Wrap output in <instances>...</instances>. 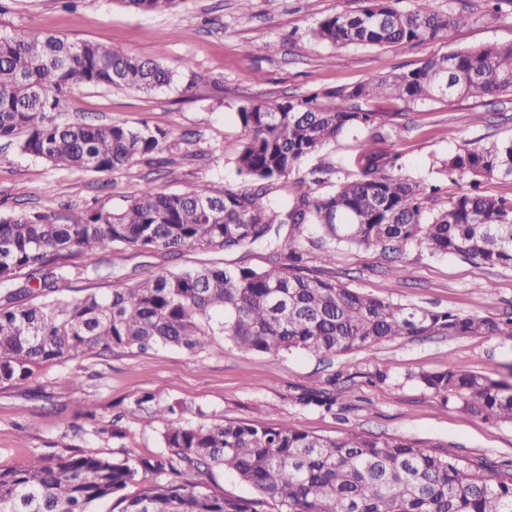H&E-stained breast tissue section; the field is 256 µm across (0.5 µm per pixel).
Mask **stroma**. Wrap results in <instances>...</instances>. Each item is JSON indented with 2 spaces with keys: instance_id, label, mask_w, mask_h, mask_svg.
<instances>
[{
  "instance_id": "stroma-1",
  "label": "stroma",
  "mask_w": 512,
  "mask_h": 512,
  "mask_svg": "<svg viewBox=\"0 0 512 512\" xmlns=\"http://www.w3.org/2000/svg\"><path fill=\"white\" fill-rule=\"evenodd\" d=\"M362 0H178L163 13H139L117 0H0V34L37 30L74 42L92 41L153 59L179 76L176 86L144 94L125 88L73 86L62 96L58 120L100 124L148 123L169 130L174 147L137 158L111 172L53 166L0 142V215L37 211L81 214L122 203L147 181L175 191L187 184L220 189L236 184L235 151L246 132L237 112L260 100L300 98L421 66L429 57L488 44L512 43V0L494 18L483 0H432L442 14L468 12L472 20L447 38L412 48L335 47L312 36L328 16L355 10ZM361 109L400 113V133L384 130L377 153L394 161L401 178L440 185L441 198L459 191L441 171L448 155L475 144L512 137V93L484 98L437 97L417 104L384 97ZM369 130L348 131L305 160L290 181L327 170L329 183L358 174L359 144ZM308 252L314 275L373 296L461 315L497 318L512 311V268L477 267L458 255L433 256L417 247L405 255L342 247L334 262ZM269 252L254 245L235 252H164L132 249L86 254L75 260L73 296L130 286L150 272L205 262L264 268ZM100 267L87 281L80 270ZM402 266L393 275V266ZM483 282L475 291V282ZM451 366L512 377V344L501 337L428 336L396 339L328 358L305 353L272 356L233 345L195 355L176 347L141 353L116 349L45 365L28 381L0 386V463L32 457L91 453L111 458L151 457L161 450L154 410L136 406L152 392L159 405L185 402L190 424L227 420L289 422L320 436L350 433L404 436L432 451L492 464L512 458V424L494 423L451 403L442 404L415 379ZM80 374L81 388L69 378ZM335 393L327 412L300 404L312 386Z\"/></svg>"
}]
</instances>
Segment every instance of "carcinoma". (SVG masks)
Masks as SVG:
<instances>
[{
	"mask_svg": "<svg viewBox=\"0 0 512 512\" xmlns=\"http://www.w3.org/2000/svg\"><path fill=\"white\" fill-rule=\"evenodd\" d=\"M143 13L177 0H116ZM313 29L337 47H414L440 40L470 16L442 15L420 0L404 12L392 0H363ZM171 70L94 42H71L35 31L0 35V141L57 167L118 170L161 153L172 134L143 123L58 122L66 86L132 88L152 93L174 84ZM512 92V43L489 44L427 59L423 65L300 99L262 101L239 109L248 132L234 161L238 182L222 190L189 184L175 192L147 183L112 210L78 218L48 204L0 216V385L27 381L43 364L113 349L158 346L196 354L221 338L246 352L317 356L370 349L395 339L476 336L512 340L504 319L394 303L307 274L295 243L276 246L283 224L304 235L322 229L320 260L336 247L432 256L461 255L476 265L512 268V198L481 191L483 179H512V138L466 148L442 162L470 188L434 210L426 189L380 168L372 143L397 114L364 111L358 100L392 97L416 103L436 96L485 97ZM373 136L361 144L365 166L350 180L317 192L288 177L306 159L351 128ZM255 243L272 248L266 269L218 262L155 271L129 288L68 295L70 260L116 247L232 252ZM446 403L495 423H512V384L458 367L415 376ZM304 405L327 411L336 397L313 387ZM183 403L156 410L163 450L151 459L70 454L0 464V512H89L112 499L116 512H257L253 502L211 494L207 479L222 468L278 512H512V460L470 465L401 436L311 435L288 422L184 425ZM140 486L134 495L126 493Z\"/></svg>",
	"mask_w": 512,
	"mask_h": 512,
	"instance_id": "obj_1",
	"label": "carcinoma"
}]
</instances>
